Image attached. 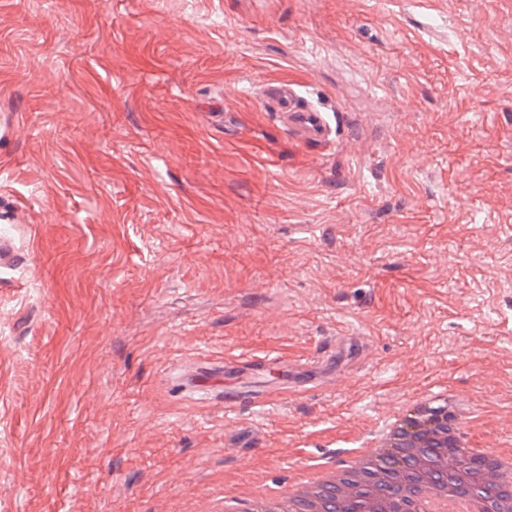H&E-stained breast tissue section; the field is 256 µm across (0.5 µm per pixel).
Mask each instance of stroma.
<instances>
[{
	"instance_id": "stroma-1",
	"label": "stroma",
	"mask_w": 512,
	"mask_h": 512,
	"mask_svg": "<svg viewBox=\"0 0 512 512\" xmlns=\"http://www.w3.org/2000/svg\"><path fill=\"white\" fill-rule=\"evenodd\" d=\"M434 3L0 0V512H208L442 390L512 445V0ZM340 336L341 385L180 386ZM292 82L269 85L264 89L268 105L305 144L330 146L333 129L328 112L309 101Z\"/></svg>"
}]
</instances>
